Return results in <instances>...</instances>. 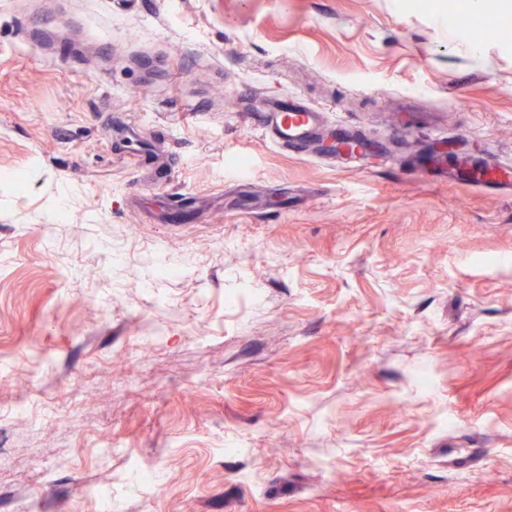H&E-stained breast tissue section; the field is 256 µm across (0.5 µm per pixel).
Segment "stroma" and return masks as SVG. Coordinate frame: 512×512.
<instances>
[{"label":"stroma","mask_w":512,"mask_h":512,"mask_svg":"<svg viewBox=\"0 0 512 512\" xmlns=\"http://www.w3.org/2000/svg\"><path fill=\"white\" fill-rule=\"evenodd\" d=\"M469 3L0 0V512H512V193L443 172L512 161ZM284 94L372 151L268 144Z\"/></svg>","instance_id":"stroma-1"}]
</instances>
